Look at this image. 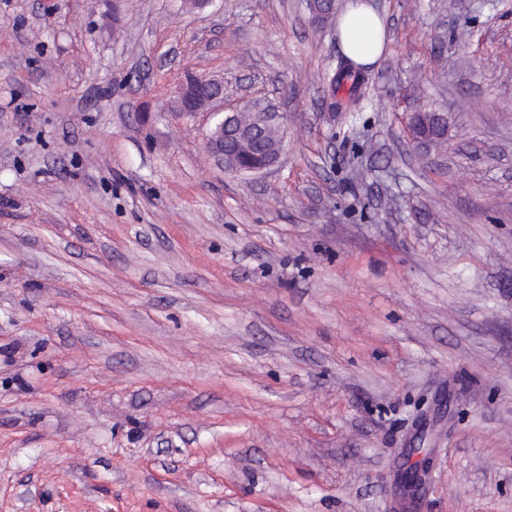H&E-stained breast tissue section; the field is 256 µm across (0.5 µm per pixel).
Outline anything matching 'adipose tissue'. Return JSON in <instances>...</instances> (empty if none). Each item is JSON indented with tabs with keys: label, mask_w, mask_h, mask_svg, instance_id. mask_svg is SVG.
Masks as SVG:
<instances>
[{
	"label": "adipose tissue",
	"mask_w": 512,
	"mask_h": 512,
	"mask_svg": "<svg viewBox=\"0 0 512 512\" xmlns=\"http://www.w3.org/2000/svg\"><path fill=\"white\" fill-rule=\"evenodd\" d=\"M384 21L365 6L353 7L345 16L340 37L346 55L354 63L368 65L379 56L382 48Z\"/></svg>",
	"instance_id": "1"
}]
</instances>
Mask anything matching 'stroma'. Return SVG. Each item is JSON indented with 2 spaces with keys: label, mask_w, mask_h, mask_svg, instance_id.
<instances>
[{
  "label": "stroma",
  "mask_w": 512,
  "mask_h": 512,
  "mask_svg": "<svg viewBox=\"0 0 512 512\" xmlns=\"http://www.w3.org/2000/svg\"><path fill=\"white\" fill-rule=\"evenodd\" d=\"M366 2L334 86L306 0H0V512H394L420 433L416 512H512V0ZM384 25L383 19L365 6L353 7L340 29L346 61L357 65L373 63L381 52ZM200 83L217 86L219 91L207 96H196L194 88H187V84L180 88V107L183 112H199L208 110L212 119V124L207 134V147L209 152L216 158L218 164L224 167V170L236 172L239 167L238 156L240 147L250 144L258 139H264L261 149L262 164L253 169V173H260L278 162L281 156L279 145L270 140L271 131H277L285 139L288 126V115L284 112H260L258 116L260 121L253 125L228 124L224 126V114L228 117L232 113H224V86L223 84L211 79H199ZM197 98L204 101L196 102ZM259 135L258 139H255ZM228 141L231 146L225 147L224 141ZM238 146L233 147V145ZM412 464L414 468L410 470L405 467L396 471L393 474V481L401 487L407 497L415 499L419 497L420 490L430 478L433 461L425 454Z\"/></svg>",
  "instance_id": "stroma-1"
}]
</instances>
